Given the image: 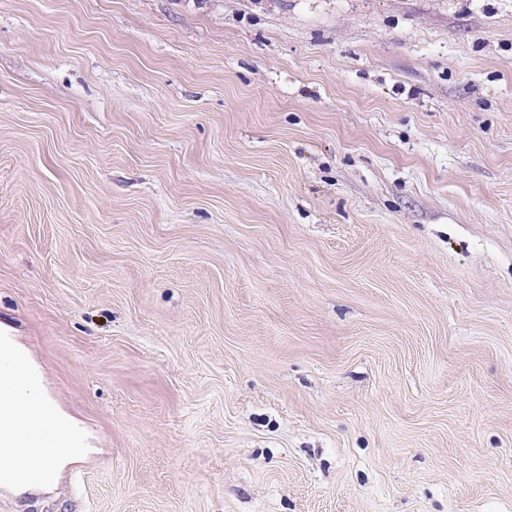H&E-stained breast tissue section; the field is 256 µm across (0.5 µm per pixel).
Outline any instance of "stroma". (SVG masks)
I'll return each instance as SVG.
<instances>
[{
  "instance_id": "35a3bbf8",
  "label": "stroma",
  "mask_w": 512,
  "mask_h": 512,
  "mask_svg": "<svg viewBox=\"0 0 512 512\" xmlns=\"http://www.w3.org/2000/svg\"><path fill=\"white\" fill-rule=\"evenodd\" d=\"M0 336V512H512V0H0ZM11 343L2 341L0 344V361L3 360L8 365L0 373V389L7 390L14 387L18 376H22L30 382L36 381L35 378L23 368L24 360L22 356ZM18 414L20 425L34 440L33 447L26 448L24 456L17 455L15 446L11 442L16 421L11 411L10 401L8 398L0 400V449L14 448L10 456L0 457V484L34 482L42 486H51L56 481L58 464L55 468L42 464V461L49 457L69 460L83 453L86 450L83 439L81 436L62 432L53 442L43 444L40 442L39 422L49 414L48 409L42 408L39 414H35L26 421H22L20 409Z\"/></svg>"
}]
</instances>
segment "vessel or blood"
Masks as SVG:
<instances>
[{
  "mask_svg": "<svg viewBox=\"0 0 512 512\" xmlns=\"http://www.w3.org/2000/svg\"><path fill=\"white\" fill-rule=\"evenodd\" d=\"M0 361L5 364L4 370L0 371V389L7 390L14 387L18 376L24 375V360L11 343L4 341L0 343ZM39 422V417L34 416L23 423L27 434L34 440L25 455L0 457V484L31 482L53 485L57 470L46 465V458L68 460L83 453L82 437L65 432L59 433L51 443H41Z\"/></svg>",
  "mask_w": 512,
  "mask_h": 512,
  "instance_id": "obj_1",
  "label": "vessel or blood"
}]
</instances>
